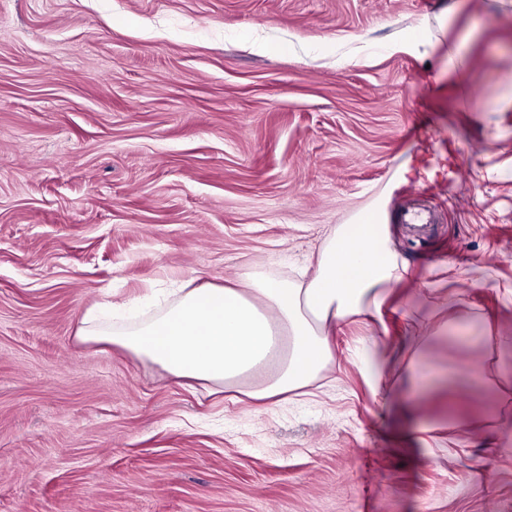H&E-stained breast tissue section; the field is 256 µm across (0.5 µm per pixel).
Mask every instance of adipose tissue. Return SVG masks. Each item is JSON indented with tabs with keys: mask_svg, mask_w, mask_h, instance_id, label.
<instances>
[{
	"mask_svg": "<svg viewBox=\"0 0 512 512\" xmlns=\"http://www.w3.org/2000/svg\"><path fill=\"white\" fill-rule=\"evenodd\" d=\"M406 271L389 226L368 215L339 225L309 280L280 281L252 269L236 285L174 289L162 313L135 325L106 329L87 311L79 337L110 342L178 381L222 391L253 377L249 399L312 397L332 359L331 330L353 317H380Z\"/></svg>",
	"mask_w": 512,
	"mask_h": 512,
	"instance_id": "adipose-tissue-1",
	"label": "adipose tissue"
}]
</instances>
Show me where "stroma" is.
Segmentation results:
<instances>
[{"label":"stroma","mask_w":512,"mask_h":512,"mask_svg":"<svg viewBox=\"0 0 512 512\" xmlns=\"http://www.w3.org/2000/svg\"><path fill=\"white\" fill-rule=\"evenodd\" d=\"M379 204L408 273L318 396L256 411L78 337L300 278ZM431 288L512 334V0H0V512H512L511 349L440 334L417 360L471 380L383 401L354 363Z\"/></svg>","instance_id":"1"}]
</instances>
